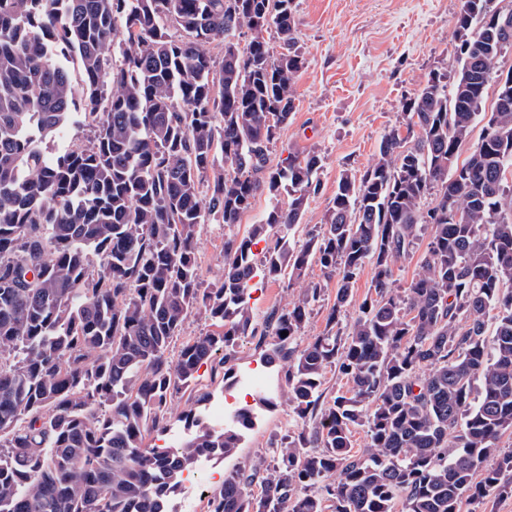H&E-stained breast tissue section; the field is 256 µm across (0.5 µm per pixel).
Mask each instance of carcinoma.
Listing matches in <instances>:
<instances>
[{
  "mask_svg": "<svg viewBox=\"0 0 512 512\" xmlns=\"http://www.w3.org/2000/svg\"><path fill=\"white\" fill-rule=\"evenodd\" d=\"M493 3L461 0L458 71L429 75L403 106L406 133L340 176L323 228L298 243L321 159L269 164L304 65L294 0H0V512H172L184 471L232 455L254 424L250 409L225 427L200 414L199 369L227 380L246 338L282 367L296 425L270 459L226 473L207 512H393L401 497L403 512H459L465 497L512 496V450L499 447L512 433V71L483 110L512 40L471 38L492 30ZM79 103L90 145L45 158L39 142ZM262 188L271 204L240 237ZM210 221L227 228L224 274L204 288ZM426 232L401 290L394 267ZM368 263L371 291L345 332ZM313 264L336 296L325 333L303 345L325 288L309 282L257 321L250 282L300 281ZM194 313L211 330L173 359ZM332 366L349 388L326 399ZM177 419L182 446L145 443Z\"/></svg>",
  "mask_w": 512,
  "mask_h": 512,
  "instance_id": "1",
  "label": "carcinoma"
}]
</instances>
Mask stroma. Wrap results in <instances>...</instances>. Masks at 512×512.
Segmentation results:
<instances>
[{
    "mask_svg": "<svg viewBox=\"0 0 512 512\" xmlns=\"http://www.w3.org/2000/svg\"><path fill=\"white\" fill-rule=\"evenodd\" d=\"M459 7L460 0H295L304 65L295 85L297 109L280 129L270 163L309 152L321 159V186L308 200L296 240L324 224L341 174H363L384 134L404 126L403 104L430 72L458 70L453 21ZM90 135L91 120L80 107L41 149L52 157L85 144ZM197 257L204 284L218 283L224 273L221 224L202 226ZM300 291V284L284 279L256 280L250 300L254 317L263 318ZM233 374L239 401L255 406L256 418L234 456L210 462L215 487L234 467L269 455L272 439L294 425L280 366L267 363L251 340L239 342ZM256 376L260 384L248 390Z\"/></svg>",
    "mask_w": 512,
    "mask_h": 512,
    "instance_id": "1",
    "label": "stroma"
}]
</instances>
